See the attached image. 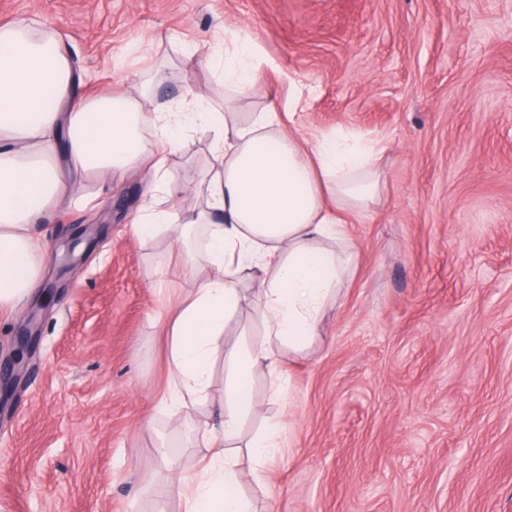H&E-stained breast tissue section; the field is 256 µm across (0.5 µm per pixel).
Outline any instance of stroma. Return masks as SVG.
I'll use <instances>...</instances> for the list:
<instances>
[{"label": "stroma", "mask_w": 512, "mask_h": 512, "mask_svg": "<svg viewBox=\"0 0 512 512\" xmlns=\"http://www.w3.org/2000/svg\"><path fill=\"white\" fill-rule=\"evenodd\" d=\"M21 18L53 32L87 92L132 88L162 65L155 92L221 103L202 68L245 33L262 78L242 109L304 96L291 128L358 133L383 148L387 191L344 227L355 261L302 354L281 352L286 387L254 374L244 437L281 426L263 481L238 454L242 491L259 512H512V0H0V26ZM195 134L167 167L182 185L205 161ZM149 175L94 180L100 208L70 205L38 227L62 278L19 353L18 315L0 316V366L22 360L0 414V512H182L156 486L198 469L186 421L212 409L157 407L173 382L165 326L186 274L167 290V257L130 225ZM105 223L64 255L79 225Z\"/></svg>", "instance_id": "obj_1"}]
</instances>
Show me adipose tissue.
<instances>
[{"mask_svg": "<svg viewBox=\"0 0 512 512\" xmlns=\"http://www.w3.org/2000/svg\"><path fill=\"white\" fill-rule=\"evenodd\" d=\"M252 51L240 37L203 64L229 91L219 108L193 95L158 101L152 76L133 92L84 93L52 32L24 19L0 26V312H16L41 286L35 226L46 212L72 203L79 190L93 201L87 187L100 173L120 179L149 166L152 197L131 233L139 240L175 236L174 255L189 272L168 333L177 383L168 402L208 401L215 354L233 364L219 427L199 435L203 463L178 479L183 512H249L222 448L237 443L242 418L256 407L253 371L261 363L277 370L276 348L301 353L319 335L323 307L352 265L344 217L368 216L386 190L379 152L357 135L301 140L286 129L281 113L297 111L300 88H292L285 108L237 117V99L261 78ZM199 128L209 135L194 187L203 204L182 219L164 193V156ZM251 268L262 273L256 303L264 338L220 349Z\"/></svg>", "mask_w": 512, "mask_h": 512, "instance_id": "ef3b65f1", "label": "adipose tissue"}]
</instances>
